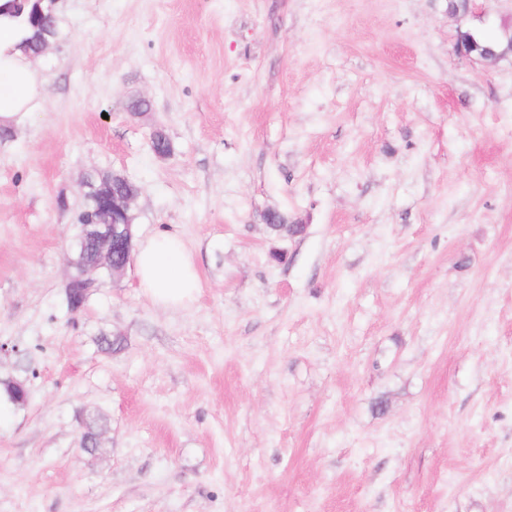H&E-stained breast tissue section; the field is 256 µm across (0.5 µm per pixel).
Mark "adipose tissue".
Instances as JSON below:
<instances>
[{
    "instance_id": "ef3b65f1",
    "label": "adipose tissue",
    "mask_w": 512,
    "mask_h": 512,
    "mask_svg": "<svg viewBox=\"0 0 512 512\" xmlns=\"http://www.w3.org/2000/svg\"><path fill=\"white\" fill-rule=\"evenodd\" d=\"M24 30L0 18V126L25 123L44 92L40 75L20 46ZM138 286L162 309L184 307L201 286L195 259L182 235L166 228L138 241Z\"/></svg>"
}]
</instances>
